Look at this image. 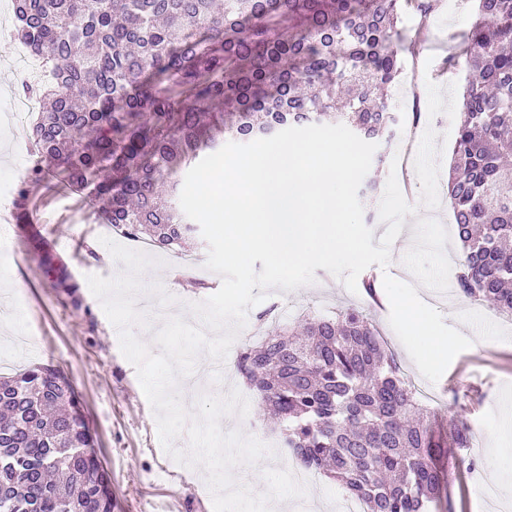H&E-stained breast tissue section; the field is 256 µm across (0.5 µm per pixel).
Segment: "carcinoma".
I'll return each instance as SVG.
<instances>
[{"label": "carcinoma", "instance_id": "carcinoma-1", "mask_svg": "<svg viewBox=\"0 0 512 512\" xmlns=\"http://www.w3.org/2000/svg\"><path fill=\"white\" fill-rule=\"evenodd\" d=\"M435 0H14L15 34L49 70L30 179L60 172L132 239L186 251L180 175L228 141L345 122L389 140L409 3ZM448 65L468 79L448 172L465 251L460 295L512 313V0H476ZM244 347L237 369L301 467L366 512H454L430 409L361 312L305 316ZM0 512H112L89 425L51 367L0 376Z\"/></svg>", "mask_w": 512, "mask_h": 512}]
</instances>
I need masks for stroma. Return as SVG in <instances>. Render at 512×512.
I'll return each mask as SVG.
<instances>
[{"instance_id": "1", "label": "stroma", "mask_w": 512, "mask_h": 512, "mask_svg": "<svg viewBox=\"0 0 512 512\" xmlns=\"http://www.w3.org/2000/svg\"><path fill=\"white\" fill-rule=\"evenodd\" d=\"M472 19L471 0H438L424 21L415 11L405 13L404 75L390 95L398 123L391 143H379L380 161L367 175L380 186L392 172L410 178L413 188L404 194L407 202L449 232L454 219L442 182L448 177L465 74L448 70L443 61ZM13 28L12 0H0V208L16 225L41 220L48 234H0V356L11 353L16 336L35 337L40 346L35 358L11 363L0 372L10 376L33 365L51 366L68 378L109 477L113 512H213L204 471L179 465L163 449L137 372L122 355L118 333L86 281L91 274L111 277L121 270L101 237L124 246L128 238L96 219L87 193L28 180L35 161L28 140L31 117L25 113L11 120L7 114L18 101L21 73L36 63L14 38ZM72 236L81 239L77 253L49 250L50 238ZM191 253L196 259L192 268L184 265L181 255L164 254L163 266L147 270L145 284L161 283L183 304L207 299L220 288L221 278L204 267L206 246L192 248ZM171 265L179 270L172 281L166 278ZM315 274V284L292 292L272 289L261 307L250 309L230 360H237L244 346L266 337L269 325L258 318L261 308L275 307L280 323L287 325L303 314L332 315L346 308L370 313L405 377L440 397L435 427L454 422L470 428V448L448 451L458 466L448 485L455 512H512V496L483 494L494 479L512 478V452L494 460L486 454L489 431L512 421V323L487 321L489 305L473 302V321L461 326L455 289L440 293L419 287L420 297L442 314L447 325L461 327L477 342L457 355L433 383L420 373L391 328L389 305L373 309L364 292L350 293L325 269H316Z\"/></svg>"}]
</instances>
